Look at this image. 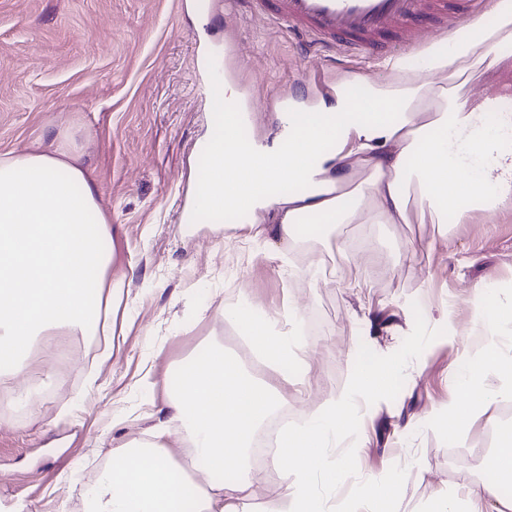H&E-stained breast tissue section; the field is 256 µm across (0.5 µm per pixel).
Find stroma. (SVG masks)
<instances>
[{
    "instance_id": "35a3bbf8",
    "label": "stroma",
    "mask_w": 512,
    "mask_h": 512,
    "mask_svg": "<svg viewBox=\"0 0 512 512\" xmlns=\"http://www.w3.org/2000/svg\"><path fill=\"white\" fill-rule=\"evenodd\" d=\"M302 36L251 0L225 15L224 0H0V154L60 138L80 156L112 222L126 288L108 305L111 345L81 327L40 337L25 370L0 380V512H86L85 484L112 444L154 425L165 376L184 367L211 337L245 336L225 320L231 301L257 304L276 333L297 331L314 361L309 392L270 374L289 406L307 413L341 395L363 361H393L395 390L360 398L359 418L329 458L348 456L352 475L330 495L335 512H360L358 482L401 476L394 512L460 505L484 478L482 461L512 430V396L486 374V414L462 439L446 415L456 378L488 344L512 354V323L486 334L472 291L497 289L489 310L512 305V206L467 224H342L358 264L322 249L310 226L302 243L321 250L318 276L299 269L301 253L279 242L257 246L225 223L182 219L203 162L214 86L231 83L255 112L250 130L273 144L287 107L333 103L358 75L383 84L384 61L331 47L301 48ZM321 327L289 317L290 307ZM372 311L378 324L366 326ZM450 316L453 331L440 325ZM152 374L156 385L140 380ZM247 512L286 485L274 462L250 470Z\"/></svg>"
}]
</instances>
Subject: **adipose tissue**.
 <instances>
[{
	"label": "adipose tissue",
	"instance_id": "ef3b65f1",
	"mask_svg": "<svg viewBox=\"0 0 512 512\" xmlns=\"http://www.w3.org/2000/svg\"><path fill=\"white\" fill-rule=\"evenodd\" d=\"M512 56V0H494L487 13L431 45L419 64L399 58L390 84L368 85L364 104L340 90L332 105L281 115L289 148L231 133L204 144L220 191L199 190L197 211L220 210L232 198L245 220L247 240L286 247L299 242L298 225L467 224L512 202V113L472 96L469 85L484 69ZM315 154L306 164V154ZM264 164H256V156ZM275 210L261 224L256 215ZM112 226L95 182L66 149L0 155V366L22 364L35 336L54 326L96 319L104 296L118 298L124 279L109 275L115 261ZM224 317L248 324L253 352L266 369L287 370L293 341L274 335L251 305L225 308ZM200 363L190 365L179 392L140 437L109 452L88 512H245L241 480L257 429L282 406L280 392L262 373L211 338ZM494 373L512 391V356L487 348L482 362L458 384L448 411L451 438H459L486 410L480 382ZM397 365L358 368L350 392L325 404L301 426L278 437L279 465L295 479L265 501L262 512H328L316 484L335 485L350 465L325 463L337 434L356 418L354 395L391 390ZM183 439L181 455L167 444ZM486 475L468 496L471 512L512 483V435L482 462Z\"/></svg>",
	"mask_w": 512,
	"mask_h": 512
}]
</instances>
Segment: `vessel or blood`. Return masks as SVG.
Instances as JSON below:
<instances>
[{
    "mask_svg": "<svg viewBox=\"0 0 512 512\" xmlns=\"http://www.w3.org/2000/svg\"><path fill=\"white\" fill-rule=\"evenodd\" d=\"M287 22L290 30L311 34L324 44L383 55L396 45L421 48L430 27L466 24L451 14L452 0H256Z\"/></svg>",
    "mask_w": 512,
    "mask_h": 512,
    "instance_id": "obj_1",
    "label": "vessel or blood"
}]
</instances>
